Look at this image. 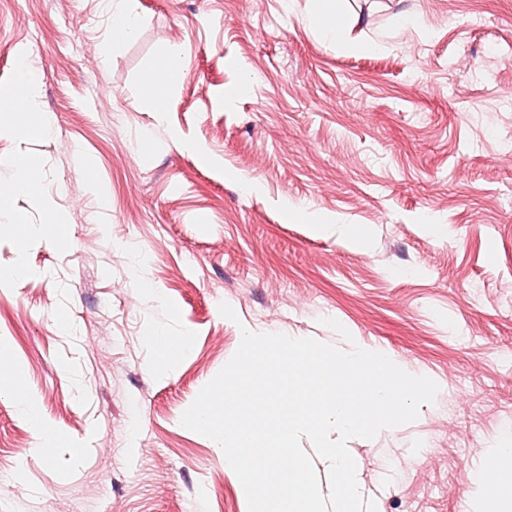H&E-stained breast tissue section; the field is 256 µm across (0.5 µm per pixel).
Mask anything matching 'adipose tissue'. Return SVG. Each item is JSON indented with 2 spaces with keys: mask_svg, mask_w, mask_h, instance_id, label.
<instances>
[{
  "mask_svg": "<svg viewBox=\"0 0 512 512\" xmlns=\"http://www.w3.org/2000/svg\"><path fill=\"white\" fill-rule=\"evenodd\" d=\"M351 24L345 0H313L306 19V27L311 32L334 39L345 50L358 52L362 49L361 44L348 39ZM20 379V371L15 365L0 361V394L13 396L41 436L44 447H54L57 437L45 424L33 399L21 393ZM475 480L480 494L478 512H512V492L505 489L512 480V431L490 446L477 467Z\"/></svg>",
  "mask_w": 512,
  "mask_h": 512,
  "instance_id": "ef3b65f1",
  "label": "adipose tissue"
}]
</instances>
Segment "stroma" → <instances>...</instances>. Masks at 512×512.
<instances>
[{
  "label": "stroma",
  "mask_w": 512,
  "mask_h": 512,
  "mask_svg": "<svg viewBox=\"0 0 512 512\" xmlns=\"http://www.w3.org/2000/svg\"><path fill=\"white\" fill-rule=\"evenodd\" d=\"M138 2L107 53V0H0V84L28 60L56 120L0 114V173L26 154L47 193L8 211L50 228L23 252L0 230V359L60 439L39 450L0 396V467L24 476L0 512H248L181 416L242 328L336 345L330 318L439 386L349 441L364 498L467 512L512 423V0H347L376 45L356 53L305 29L310 0ZM169 46L180 78L146 90Z\"/></svg>",
  "instance_id": "stroma-1"
}]
</instances>
